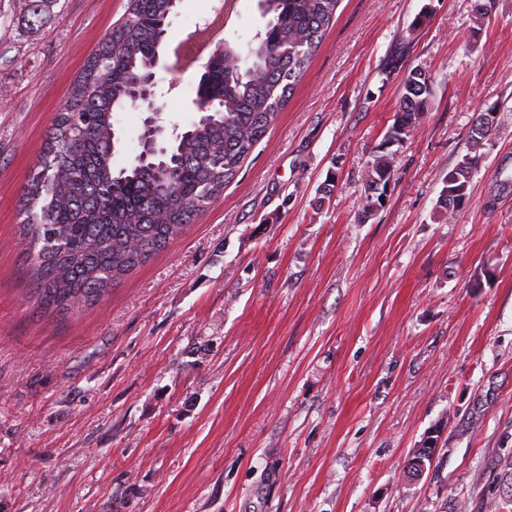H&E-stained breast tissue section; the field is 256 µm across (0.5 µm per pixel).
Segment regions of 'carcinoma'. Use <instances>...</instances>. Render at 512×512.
Returning a JSON list of instances; mask_svg holds the SVG:
<instances>
[{
	"mask_svg": "<svg viewBox=\"0 0 512 512\" xmlns=\"http://www.w3.org/2000/svg\"><path fill=\"white\" fill-rule=\"evenodd\" d=\"M178 2L131 0L86 60L23 186L20 230L46 310L69 313L101 300L224 192L288 103L340 0H258L265 23L246 49L226 41L224 53L204 66L195 102L208 113L167 153L115 169L113 113L136 106L131 93L150 71ZM432 98L429 77L411 69L388 140L406 139ZM488 116H477L469 151L441 189L439 204L450 218L469 201ZM390 178L389 159L377 156L364 176L365 212L372 184Z\"/></svg>",
	"mask_w": 512,
	"mask_h": 512,
	"instance_id": "obj_1",
	"label": "carcinoma"
}]
</instances>
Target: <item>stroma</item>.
Wrapping results in <instances>:
<instances>
[{
	"instance_id": "35a3bbf8",
	"label": "stroma",
	"mask_w": 512,
	"mask_h": 512,
	"mask_svg": "<svg viewBox=\"0 0 512 512\" xmlns=\"http://www.w3.org/2000/svg\"><path fill=\"white\" fill-rule=\"evenodd\" d=\"M128 4L54 0L34 24L28 0H0V512H512V0L477 35L472 0H342L223 194L101 301L52 314L18 198ZM208 8L180 0L165 55ZM262 23L237 0L218 37ZM415 67L433 99L386 143ZM202 72L159 71L164 124L198 119ZM492 104L470 201L447 218L442 183ZM147 115L115 113L114 167ZM385 153L387 200L366 215ZM391 167L390 161L386 155L376 156V159L372 162L370 166H368L367 171L364 176V200H363V210L366 213H371L370 211V195L368 194L369 189L371 188L373 183H377L385 179L389 181L391 178Z\"/></svg>"
}]
</instances>
